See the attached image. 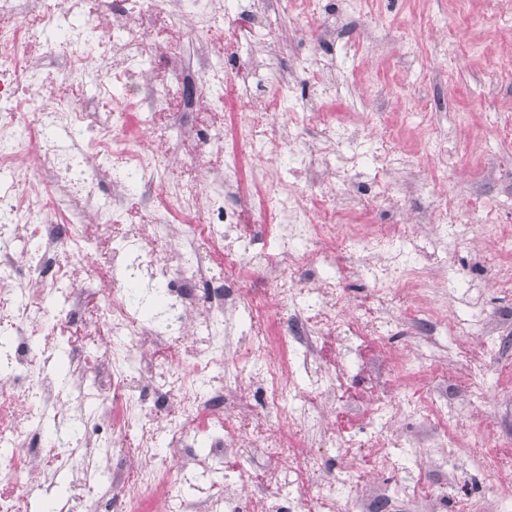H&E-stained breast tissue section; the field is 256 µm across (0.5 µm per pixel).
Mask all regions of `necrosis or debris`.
I'll list each match as a JSON object with an SVG mask.
<instances>
[{
	"label": "necrosis or debris",
	"mask_w": 512,
	"mask_h": 512,
	"mask_svg": "<svg viewBox=\"0 0 512 512\" xmlns=\"http://www.w3.org/2000/svg\"><path fill=\"white\" fill-rule=\"evenodd\" d=\"M288 0H0V512H31L32 487L80 497L48 512H390L420 486L349 502L318 455L336 444L307 401L334 397L321 338L388 336L390 319L343 312L330 261L352 204L329 173L379 183L397 156L340 154L360 129L334 120L336 60L284 57ZM189 26L192 50L161 31ZM51 56L62 76L45 72ZM243 70L232 125L216 65ZM94 82L72 107L61 77ZM261 77L256 104L245 86ZM323 93L296 101L302 85ZM287 113L286 123L275 116ZM320 139H311V129ZM183 149L178 175L158 161ZM263 206L239 189L240 155ZM363 268L418 299L401 320L452 333L419 267L368 228ZM315 264L322 275L306 278ZM282 318L268 328L267 307ZM261 386L253 404L252 386ZM233 457L232 476L224 474ZM266 462L255 477L254 459Z\"/></svg>",
	"instance_id": "1"
}]
</instances>
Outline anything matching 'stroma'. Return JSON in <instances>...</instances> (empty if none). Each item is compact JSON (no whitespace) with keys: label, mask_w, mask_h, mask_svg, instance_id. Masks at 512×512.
<instances>
[{"label":"stroma","mask_w":512,"mask_h":512,"mask_svg":"<svg viewBox=\"0 0 512 512\" xmlns=\"http://www.w3.org/2000/svg\"><path fill=\"white\" fill-rule=\"evenodd\" d=\"M512 0H368L363 18L343 32L352 47L345 65L355 79L342 88L339 101L351 104L348 124L376 111L380 122L373 145L391 140L414 165L385 170L382 178L395 192L396 207L371 210L380 224L400 221L403 247H422L431 254L428 273L434 297L449 318L473 327L466 335L424 336L403 323L384 340H365L362 353L374 364L397 358L422 357V387L455 410L454 433L461 443L494 440L497 451L512 456V287L497 283L499 269L512 266V246L491 227L512 226V26L500 21ZM432 106L422 138L412 115ZM448 144V159L433 153L434 140ZM445 185L454 207V224L440 234L424 215L429 190ZM359 252L344 250L336 269L353 311L399 314L410 300L397 284L381 283L358 271ZM482 362L488 382L484 399L469 401L466 358ZM372 390L355 381L336 382V399L313 397L319 413H328V427L339 440L369 438L376 430L398 443L415 441L412 455L399 457L395 468L378 469L368 449L350 455L328 450L326 466L335 473L360 471L367 482L394 485L405 478L423 484L435 512H456L470 501L476 512H505L512 495V472L497 489L479 461L441 448L433 419L393 406L384 427H377L366 408Z\"/></svg>","instance_id":"stroma-1"}]
</instances>
